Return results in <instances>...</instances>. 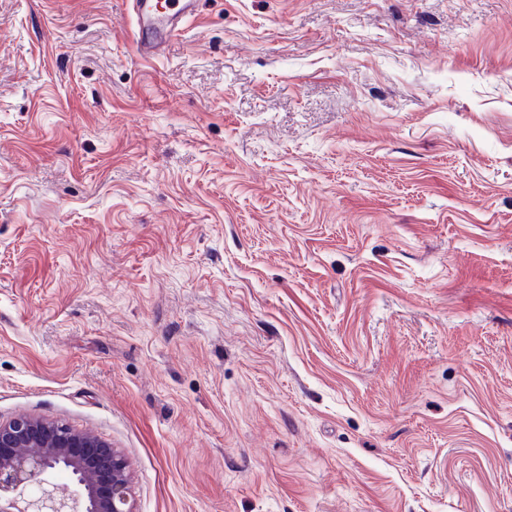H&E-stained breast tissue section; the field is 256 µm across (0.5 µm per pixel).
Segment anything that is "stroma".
<instances>
[{
    "mask_svg": "<svg viewBox=\"0 0 512 512\" xmlns=\"http://www.w3.org/2000/svg\"><path fill=\"white\" fill-rule=\"evenodd\" d=\"M0 0V421L136 512H512V0ZM133 22L132 42L145 58L160 56L183 32V22L197 15L196 0H126Z\"/></svg>",
    "mask_w": 512,
    "mask_h": 512,
    "instance_id": "35a3bbf8",
    "label": "stroma"
}]
</instances>
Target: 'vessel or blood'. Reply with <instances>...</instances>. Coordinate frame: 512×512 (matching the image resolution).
Here are the masks:
<instances>
[{"instance_id":"1","label":"vessel or blood","mask_w":512,"mask_h":512,"mask_svg":"<svg viewBox=\"0 0 512 512\" xmlns=\"http://www.w3.org/2000/svg\"><path fill=\"white\" fill-rule=\"evenodd\" d=\"M132 42L145 58L160 56L183 32L185 19L196 16V0H128Z\"/></svg>"}]
</instances>
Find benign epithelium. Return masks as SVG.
<instances>
[{
    "label": "benign epithelium",
    "instance_id": "1",
    "mask_svg": "<svg viewBox=\"0 0 512 512\" xmlns=\"http://www.w3.org/2000/svg\"><path fill=\"white\" fill-rule=\"evenodd\" d=\"M61 470L74 480L65 494ZM0 512H135L130 464L90 431L17 416L0 423Z\"/></svg>",
    "mask_w": 512,
    "mask_h": 512
}]
</instances>
